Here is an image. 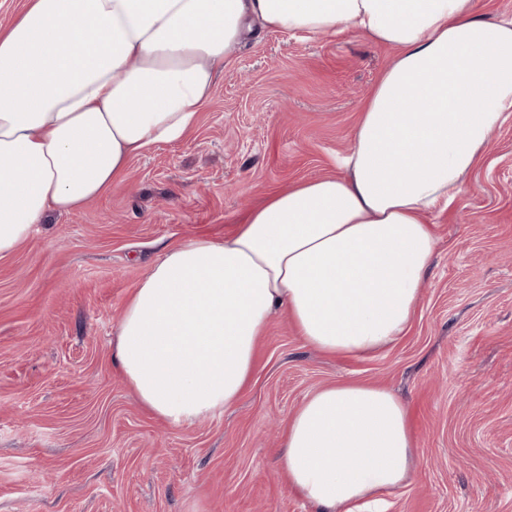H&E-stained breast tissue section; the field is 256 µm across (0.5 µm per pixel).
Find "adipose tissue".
<instances>
[{
  "mask_svg": "<svg viewBox=\"0 0 512 512\" xmlns=\"http://www.w3.org/2000/svg\"><path fill=\"white\" fill-rule=\"evenodd\" d=\"M476 0H27L0 28V258L48 214L82 209L147 147L183 140L251 26L356 33L393 55L363 103L339 174L300 181L233 234L167 247L128 300L112 360L175 426L248 386L282 309L328 355L404 335L436 237L512 112V20ZM289 486L320 512H382L418 463L408 404L338 383L309 394L282 438Z\"/></svg>",
  "mask_w": 512,
  "mask_h": 512,
  "instance_id": "1",
  "label": "adipose tissue"
}]
</instances>
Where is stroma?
Returning <instances> with one entry per match:
<instances>
[{"instance_id":"35a3bbf8","label":"stroma","mask_w":512,"mask_h":512,"mask_svg":"<svg viewBox=\"0 0 512 512\" xmlns=\"http://www.w3.org/2000/svg\"><path fill=\"white\" fill-rule=\"evenodd\" d=\"M390 57L352 33L253 32L184 140L148 147L0 258V512H318L288 485L280 432L339 382L410 407L418 466L386 512H512V114L434 216L436 253L396 342L331 358L275 312L238 402L181 428L112 363L125 303L164 248L229 235L271 194L336 173Z\"/></svg>"}]
</instances>
